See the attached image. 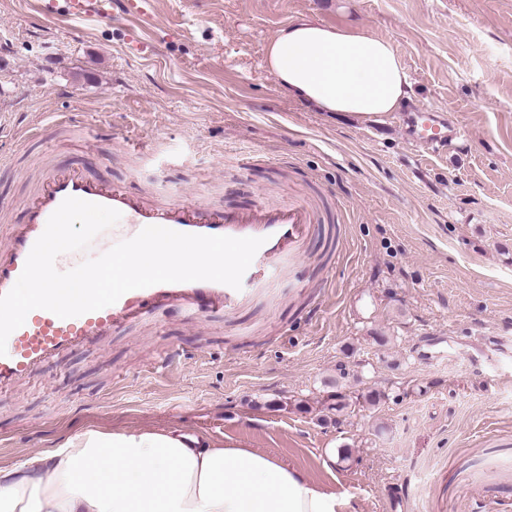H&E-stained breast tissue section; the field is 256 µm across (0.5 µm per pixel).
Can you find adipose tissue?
<instances>
[{"label":"adipose tissue","instance_id":"ef3b65f1","mask_svg":"<svg viewBox=\"0 0 512 512\" xmlns=\"http://www.w3.org/2000/svg\"><path fill=\"white\" fill-rule=\"evenodd\" d=\"M266 69L288 99L368 120L413 89L393 43L300 19L279 30ZM335 492L269 454L177 429H86L0 466V512H337Z\"/></svg>","mask_w":512,"mask_h":512}]
</instances>
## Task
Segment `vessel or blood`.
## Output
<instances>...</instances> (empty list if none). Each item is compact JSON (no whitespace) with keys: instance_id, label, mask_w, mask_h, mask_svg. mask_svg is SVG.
I'll return each mask as SVG.
<instances>
[{"instance_id":"vessel-or-blood-1","label":"vessel or blood","mask_w":512,"mask_h":512,"mask_svg":"<svg viewBox=\"0 0 512 512\" xmlns=\"http://www.w3.org/2000/svg\"><path fill=\"white\" fill-rule=\"evenodd\" d=\"M38 0L48 16L64 14L70 21L109 20L112 0ZM460 125H448L431 113H419L412 121L414 143L439 148L466 137ZM69 197L101 204L121 213L131 234L148 226H161L180 233L206 236L260 237L264 243L242 278L241 289L212 282L157 284L129 291L101 310L76 317L61 318L52 312L31 311L24 324L7 341V353L0 356V394L14 390L45 362L64 357L75 347L111 335L124 323L143 319L157 311L182 313L233 310L245 304L253 292L272 281L276 273L298 259L309 230L315 222L310 206L301 200L277 205L257 202L252 208L232 211L202 205L190 199L163 201L128 193L122 186L94 177L80 167H54L42 177L34 194L26 199L25 223L13 226L8 242L0 248V295L14 286L26 259L43 233L49 217Z\"/></svg>"}]
</instances>
